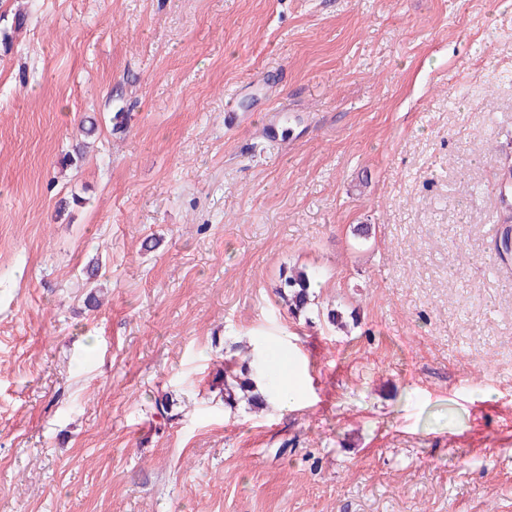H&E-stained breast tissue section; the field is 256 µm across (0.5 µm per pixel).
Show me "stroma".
<instances>
[{"mask_svg":"<svg viewBox=\"0 0 512 512\" xmlns=\"http://www.w3.org/2000/svg\"><path fill=\"white\" fill-rule=\"evenodd\" d=\"M19 8L0 512H512V0H0L1 29ZM241 345L294 363L297 408H225ZM316 279L305 270L292 269L281 278L277 293L287 306L289 313L297 318L306 315L315 297Z\"/></svg>","mask_w":512,"mask_h":512,"instance_id":"35a3bbf8","label":"stroma"}]
</instances>
